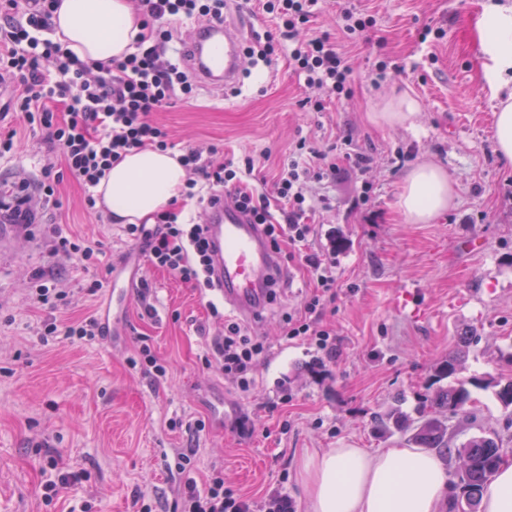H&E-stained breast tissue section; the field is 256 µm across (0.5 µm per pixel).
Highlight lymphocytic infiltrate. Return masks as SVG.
<instances>
[{
    "instance_id": "obj_1",
    "label": "lymphocytic infiltrate",
    "mask_w": 512,
    "mask_h": 512,
    "mask_svg": "<svg viewBox=\"0 0 512 512\" xmlns=\"http://www.w3.org/2000/svg\"><path fill=\"white\" fill-rule=\"evenodd\" d=\"M316 2L260 0L275 28L255 38L247 54L267 63L287 54L289 68L318 92L306 99V106L323 112L329 103L350 95L352 67L329 33L310 32ZM59 5L60 0H0V82L9 91L7 102L0 105V157L13 153L22 136L42 137L49 153L60 160L44 164L35 193L21 192L14 202L60 208L59 187L69 177L86 189V207L92 211L97 204L93 190L112 163L131 150L173 148L168 130L152 120V113L195 95L196 81L189 68L168 55L173 40L170 21H223L225 0H136L141 31L131 52L107 64L80 60L51 38V19ZM179 160L188 173L184 197L195 200L203 213L224 200L234 203L253 223L262 225L277 251L286 243L307 245L315 234L310 222L315 207L305 195L308 180L332 182L348 171L364 172L370 163L369 156L355 151L344 152L342 163L329 161L307 137H299L282 160L269 197L247 186L255 169L253 157L223 161L216 149L189 148ZM178 218V213L164 211L153 228L130 224L126 233L141 244L155 267L197 290H213L217 282L206 224L202 219L182 224ZM303 261L315 275L316 285L299 305L283 311V336L310 341L332 358L336 343L322 318L336 294V276L319 254H305ZM31 279L35 287L29 295L34 303L51 310L69 303L72 292L54 265L32 272ZM209 311L223 329L202 363L218 369L239 391L249 392L266 344L251 336L244 322L226 318L217 305H210ZM106 329L101 318L91 315L62 325L53 318L43 320L36 334L43 340L59 335L91 340ZM181 499L183 512H295L286 493L249 500L225 488L217 476L202 487L187 479Z\"/></svg>"
}]
</instances>
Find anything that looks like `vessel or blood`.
<instances>
[{
  "instance_id": "vessel-or-blood-1",
  "label": "vessel or blood",
  "mask_w": 512,
  "mask_h": 512,
  "mask_svg": "<svg viewBox=\"0 0 512 512\" xmlns=\"http://www.w3.org/2000/svg\"><path fill=\"white\" fill-rule=\"evenodd\" d=\"M186 63L204 86L223 90L238 85L246 65L243 30L228 22L199 28ZM208 232L225 304L238 313L256 315L265 305L272 277L285 272L279 255L259 225L248 223L229 203L210 211Z\"/></svg>"
}]
</instances>
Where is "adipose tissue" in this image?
I'll return each instance as SVG.
<instances>
[{"mask_svg": "<svg viewBox=\"0 0 512 512\" xmlns=\"http://www.w3.org/2000/svg\"><path fill=\"white\" fill-rule=\"evenodd\" d=\"M60 3L52 18L56 36L80 59L121 57L140 31L129 0ZM483 30L502 69L512 68V13L488 15ZM186 177L178 152L148 147L113 164L96 193L113 223L139 224L167 208ZM454 199L445 171L423 162L405 174L395 206L405 223L429 224ZM301 473L308 512H439L452 490L440 457L420 448H328L305 454ZM480 512H512V463H503L484 485Z\"/></svg>", "mask_w": 512, "mask_h": 512, "instance_id": "1", "label": "adipose tissue"}]
</instances>
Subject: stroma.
<instances>
[{
    "mask_svg": "<svg viewBox=\"0 0 512 512\" xmlns=\"http://www.w3.org/2000/svg\"><path fill=\"white\" fill-rule=\"evenodd\" d=\"M351 1L376 24L348 45L352 94L329 111L303 108L312 91L283 58L272 69L248 61L238 93L202 86L195 99L153 115L177 149L213 146L238 159L259 157L251 184L260 191L271 190L279 160L300 131L319 148L349 138L372 160L363 174L308 182L317 201L315 235L292 247L276 303L251 322L268 349L249 396L200 362L210 339L198 327L209 303L223 304L220 292L205 297L172 273L130 264L137 246L124 225L88 215L76 181L64 180L61 209L44 213L42 225L0 262V512H78L86 500L91 512H141L144 488L156 512H181L186 478L201 485L214 473L226 488L254 499L283 488L295 512H306L304 452L407 447L401 434H378L375 416L397 395L403 411L413 412L433 389L436 363L467 331L474 340L460 376L471 381L475 404L472 418H448L453 451L446 468L452 473L460 465L456 446L482 434L497 435L512 461V407L498 401L494 388L512 378V162L498 157L494 139V111L512 92V70H501L481 26L493 12L512 13V0ZM427 27L443 30V39H423ZM399 93L420 104L415 128L370 122V112ZM47 153L46 144L26 139L0 158V196L15 194L20 180L36 181ZM421 161L444 169L456 197L433 223L407 224L396 213V194ZM365 182L371 198L361 205ZM48 224L95 245L97 269L49 257ZM332 236L337 287L325 321L336 356L322 362L313 347L286 342L280 309L313 289L300 257L327 252ZM473 238L481 239V250L469 249ZM51 262L78 291L56 317L108 316L110 336H34L48 311L29 299L28 276ZM122 264L133 278L111 290V271ZM94 279L101 290L84 294ZM143 280L153 288V322L140 317ZM144 339L166 365V377L129 369L127 359ZM243 417L245 434L237 426ZM199 420L206 427L197 432ZM50 448L91 478L47 506L42 461ZM187 451L193 458L185 475L177 464Z\"/></svg>",
    "mask_w": 512,
    "mask_h": 512,
    "instance_id": "35a3bbf8",
    "label": "stroma"
}]
</instances>
